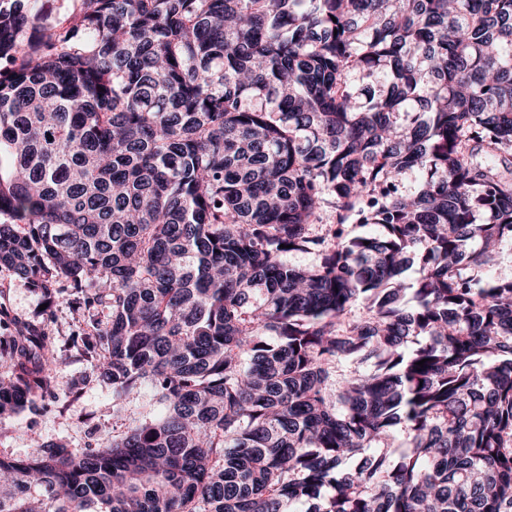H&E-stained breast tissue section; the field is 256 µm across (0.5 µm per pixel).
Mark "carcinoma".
Segmentation results:
<instances>
[{"label":"carcinoma","instance_id":"carcinoma-1","mask_svg":"<svg viewBox=\"0 0 512 512\" xmlns=\"http://www.w3.org/2000/svg\"><path fill=\"white\" fill-rule=\"evenodd\" d=\"M505 240L512 0H0V267L166 406L0 512H512ZM0 315L2 424L60 350Z\"/></svg>","mask_w":512,"mask_h":512}]
</instances>
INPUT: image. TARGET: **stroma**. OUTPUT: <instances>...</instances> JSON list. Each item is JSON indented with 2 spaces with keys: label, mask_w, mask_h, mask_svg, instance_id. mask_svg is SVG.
I'll return each mask as SVG.
<instances>
[{
  "label": "stroma",
  "mask_w": 512,
  "mask_h": 512,
  "mask_svg": "<svg viewBox=\"0 0 512 512\" xmlns=\"http://www.w3.org/2000/svg\"><path fill=\"white\" fill-rule=\"evenodd\" d=\"M0 303L14 317L44 324L63 348L90 316L72 306L64 294L50 312H42L40 290L4 270H0ZM53 385L38 411L20 414L8 430L0 433V455L24 459L46 442L84 447L111 439L113 428L128 420L156 419L163 413L162 405L148 388L124 403L122 409L113 408L111 387L99 378L93 363L84 360L58 365Z\"/></svg>",
  "instance_id": "stroma-1"
}]
</instances>
